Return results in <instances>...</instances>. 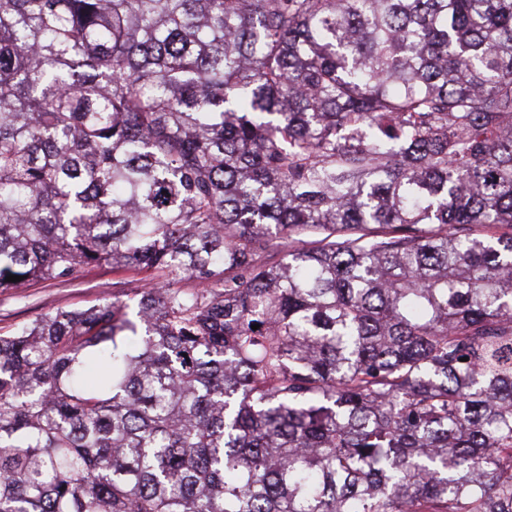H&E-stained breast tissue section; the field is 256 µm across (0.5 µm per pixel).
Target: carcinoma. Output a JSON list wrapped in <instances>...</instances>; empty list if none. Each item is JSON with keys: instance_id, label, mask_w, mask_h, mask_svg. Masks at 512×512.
Instances as JSON below:
<instances>
[{"instance_id": "1", "label": "carcinoma", "mask_w": 512, "mask_h": 512, "mask_svg": "<svg viewBox=\"0 0 512 512\" xmlns=\"http://www.w3.org/2000/svg\"><path fill=\"white\" fill-rule=\"evenodd\" d=\"M102 264L0 512H512V0H0V289Z\"/></svg>"}]
</instances>
